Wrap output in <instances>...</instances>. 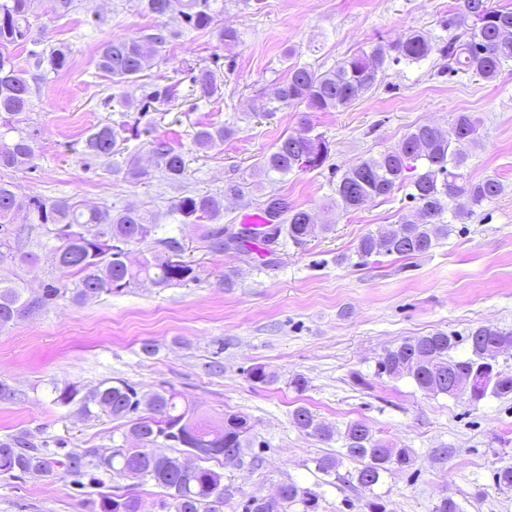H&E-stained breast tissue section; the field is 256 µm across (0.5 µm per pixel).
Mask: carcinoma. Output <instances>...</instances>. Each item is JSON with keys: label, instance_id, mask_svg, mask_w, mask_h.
<instances>
[{"label": "carcinoma", "instance_id": "cac0c4a2", "mask_svg": "<svg viewBox=\"0 0 512 512\" xmlns=\"http://www.w3.org/2000/svg\"><path fill=\"white\" fill-rule=\"evenodd\" d=\"M186 28L208 30L219 43L234 45L239 33L233 28L218 26L224 13V0H139L140 9L162 18L174 7ZM33 0H0V169L29 171L35 168L39 130L20 126L19 115L32 111V87L16 62L14 51L27 45L28 56L35 67L48 64L54 72L67 68L70 49L64 44L43 47L41 34L31 23ZM448 39L439 42L430 33L412 30L393 45H377L370 52H361L338 64L335 69L319 72L306 66L289 69L288 81L280 87L278 100L284 104H301L309 112H333L347 107L368 91L392 63L420 62L436 53L440 70L450 73L471 72L491 83L512 62V7H497L491 0H458L457 12L449 15ZM171 32L157 26L141 35L112 39L98 49L97 69L116 83L138 78L163 47ZM192 87L198 99H209L218 92L214 72L205 67L193 70ZM177 96L176 86L156 87L146 94L154 102L165 104ZM125 125L100 124L88 135L84 151L95 157L114 152L123 139ZM234 134L224 125L202 126L194 134L195 143L208 147ZM481 145V136L470 115L461 113L454 121L452 132L445 134L430 126H417L401 143L364 159L348 169L336 182V198L331 204L347 212L363 209L373 200L387 196L397 186L409 185V198L417 208V219L404 220L381 233L365 235L357 247L360 263L375 254L414 256L428 252L437 241L448 235L449 214L455 220L472 216L503 190L496 179L475 182L465 169L472 152ZM153 153L164 177L179 184L187 175L183 154L165 141H156ZM329 156V146L322 135L308 132L288 136L275 150L264 157L267 174L286 176L295 171H310L322 167ZM249 185L246 179L230 177L224 180V190L212 194L182 196L173 201L171 213L184 220L214 222L206 232L208 247L224 250V200L240 196ZM464 197L468 208L456 204ZM288 218L282 225L261 232L266 243L280 236L301 244L317 232L330 229L317 224L311 215L288 204L279 197ZM26 214L28 230L38 227L59 242L55 247L57 264L78 276L74 287L46 285L36 296L12 281H0V328L8 327L31 312L53 301L66 298L79 304L102 293L121 292L140 279L157 288L186 286L198 280L192 264L184 261L177 239L159 240L162 253L144 257L138 266L126 261L129 247L146 242L156 233L152 214L137 209L86 207L68 198L43 199L18 197L13 185L0 180V257L21 264L34 262L35 255L19 248V238L12 235L9 225L15 215ZM470 356L457 359L452 351L460 338L446 332H435L408 339L388 348L376 362V375L389 378L409 377L423 391L449 394L448 375L460 373L485 379L488 385L476 395L507 396L512 393V374L498 369L496 354L502 347L512 349V331L480 325L468 335ZM254 383L270 385L277 381L276 373L264 365L248 372ZM55 401L74 405L85 415L100 410L121 422L123 436L140 441V447L129 448L114 444L103 452L89 448L71 453L63 459L38 447L25 432L0 440V474L13 478L35 474L52 477L63 470L74 476L96 482L95 474L105 473L130 478L142 484L151 483L162 489L157 502L158 512H217L224 503V473L209 467L183 466L182 460L153 452L162 444L183 448L200 459H218L224 449H233L231 461L242 459L253 445L251 425L246 417L229 413L224 422L213 426L195 415L194 410L175 391L155 392L148 396L122 379L106 380L90 395L74 385L55 389ZM294 424L320 440L332 438L333 430L317 422L305 407L293 413ZM344 456L357 464L350 478L364 486L377 484L382 475L393 468L412 464V452L375 436L360 421L347 425L343 432ZM96 512H142L140 499L130 493L102 495L94 503ZM318 497L307 488L290 482L280 488L276 502L264 504L250 498L242 504V512H316Z\"/></svg>", "mask_w": 512, "mask_h": 512}]
</instances>
